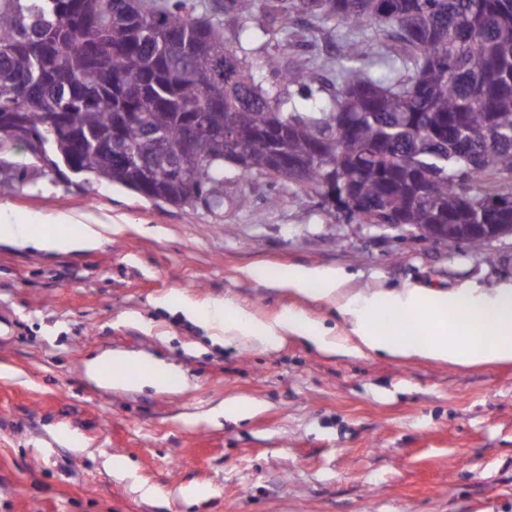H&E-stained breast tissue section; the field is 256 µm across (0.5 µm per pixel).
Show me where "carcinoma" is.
<instances>
[{"instance_id":"carcinoma-1","label":"carcinoma","mask_w":512,"mask_h":512,"mask_svg":"<svg viewBox=\"0 0 512 512\" xmlns=\"http://www.w3.org/2000/svg\"><path fill=\"white\" fill-rule=\"evenodd\" d=\"M0 0V128L52 144L89 176L169 205L224 209L226 139L245 127L238 170L317 196L358 224H511L512 0ZM268 25L249 26L258 5ZM386 30L408 49L344 46L336 93L313 106L292 63L257 78L242 41L294 36L295 16ZM219 87L214 104L209 89ZM161 138L170 148L128 154ZM284 155L298 173L276 175ZM0 131V185L22 183Z\"/></svg>"}]
</instances>
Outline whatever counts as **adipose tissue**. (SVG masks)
Here are the masks:
<instances>
[{"label": "adipose tissue", "instance_id": "obj_1", "mask_svg": "<svg viewBox=\"0 0 512 512\" xmlns=\"http://www.w3.org/2000/svg\"><path fill=\"white\" fill-rule=\"evenodd\" d=\"M39 216L14 223L7 207L0 205V244H11L45 252L87 250L98 245L108 223L86 224L70 214L58 215L60 233L46 235L35 229ZM343 273L330 270L292 268L282 282L308 295L333 298L344 281ZM351 324L347 336L319 327L305 315L288 313L267 323L228 310L224 304H186L191 315L230 339H249L270 344L281 335L300 337L324 351L345 349L356 355L382 353L393 357L417 355L459 365H481L512 361V288L484 292L427 291L421 288L383 290L357 294L340 305ZM111 363L112 382L123 386L171 387L176 374L150 358L122 353L108 360L92 359L87 370L99 377L102 363Z\"/></svg>", "mask_w": 512, "mask_h": 512}]
</instances>
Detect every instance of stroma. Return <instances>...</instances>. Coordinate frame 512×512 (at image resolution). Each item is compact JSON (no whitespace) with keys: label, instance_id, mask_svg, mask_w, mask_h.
Returning a JSON list of instances; mask_svg holds the SVG:
<instances>
[{"label":"stroma","instance_id":"obj_1","mask_svg":"<svg viewBox=\"0 0 512 512\" xmlns=\"http://www.w3.org/2000/svg\"><path fill=\"white\" fill-rule=\"evenodd\" d=\"M288 48L256 40L274 78L313 65L334 93L340 34L297 17ZM265 178L224 168L221 214L155 205L85 178L0 186L15 222L61 212L121 217L90 251L0 245V512H512V362L217 342L182 303L213 301L267 322L290 312L349 325L337 300L279 286L291 267L344 273L341 295L512 285V239L482 250L361 227L302 194L269 205ZM247 197L248 207L235 201ZM151 356L182 376L158 390L102 383L87 362ZM250 404L245 417L226 402ZM127 470L112 471L113 458Z\"/></svg>","mask_w":512,"mask_h":512}]
</instances>
